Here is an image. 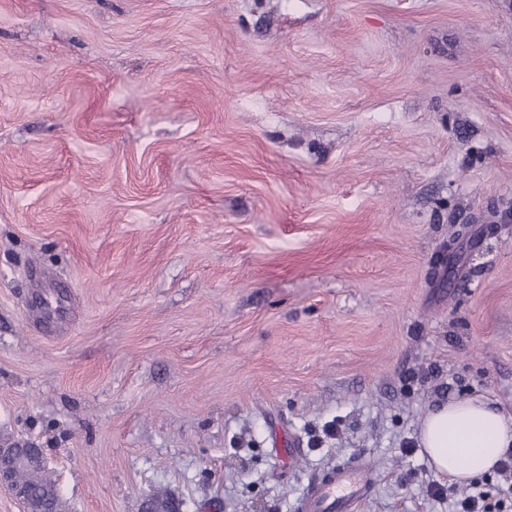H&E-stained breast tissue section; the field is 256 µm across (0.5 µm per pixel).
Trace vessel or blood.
<instances>
[{
    "mask_svg": "<svg viewBox=\"0 0 512 512\" xmlns=\"http://www.w3.org/2000/svg\"><path fill=\"white\" fill-rule=\"evenodd\" d=\"M376 469L357 457L311 483L295 505L296 512H358L369 495Z\"/></svg>",
    "mask_w": 512,
    "mask_h": 512,
    "instance_id": "vessel-or-blood-1",
    "label": "vessel or blood"
}]
</instances>
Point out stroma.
<instances>
[{
  "instance_id": "obj_1",
  "label": "stroma",
  "mask_w": 512,
  "mask_h": 512,
  "mask_svg": "<svg viewBox=\"0 0 512 512\" xmlns=\"http://www.w3.org/2000/svg\"><path fill=\"white\" fill-rule=\"evenodd\" d=\"M477 395L512 419V0H0V439L66 512H293L360 455V512H448L403 443Z\"/></svg>"
}]
</instances>
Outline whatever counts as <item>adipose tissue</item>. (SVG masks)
<instances>
[{
  "instance_id": "obj_1",
  "label": "adipose tissue",
  "mask_w": 512,
  "mask_h": 512,
  "mask_svg": "<svg viewBox=\"0 0 512 512\" xmlns=\"http://www.w3.org/2000/svg\"><path fill=\"white\" fill-rule=\"evenodd\" d=\"M420 440L435 470L464 484L512 449V421L484 398L457 399L426 413Z\"/></svg>"
}]
</instances>
